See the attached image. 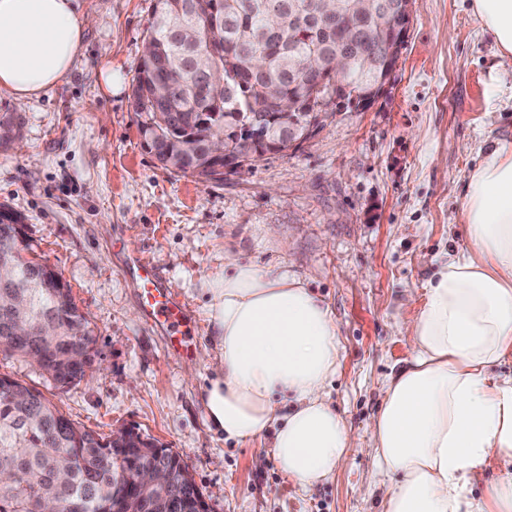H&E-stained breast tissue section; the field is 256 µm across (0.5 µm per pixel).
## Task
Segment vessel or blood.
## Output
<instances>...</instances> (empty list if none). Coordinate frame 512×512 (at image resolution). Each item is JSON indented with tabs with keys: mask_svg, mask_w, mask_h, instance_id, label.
<instances>
[{
	"mask_svg": "<svg viewBox=\"0 0 512 512\" xmlns=\"http://www.w3.org/2000/svg\"><path fill=\"white\" fill-rule=\"evenodd\" d=\"M127 268L139 288V303L146 320L165 329L171 353L188 351L192 332L183 303L164 287L159 272L139 253H130Z\"/></svg>",
	"mask_w": 512,
	"mask_h": 512,
	"instance_id": "b4317fda",
	"label": "vessel or blood"
}]
</instances>
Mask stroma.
<instances>
[{"label":"stroma","instance_id":"35a3bbf8","mask_svg":"<svg viewBox=\"0 0 512 512\" xmlns=\"http://www.w3.org/2000/svg\"><path fill=\"white\" fill-rule=\"evenodd\" d=\"M153 3L83 0L95 22L67 79L25 104L0 97L15 134L0 146V206L24 216L28 243L70 288L97 350L69 388L2 352L0 376L36 387L100 435L131 427L158 439L187 464L210 512H381L388 485L375 474L368 425L412 355V298L438 258L467 245L470 171L512 141V66L470 0H416L390 86L368 111L330 116L288 154L202 183L161 168L142 145L133 78ZM108 64L122 77L111 94L100 86ZM268 226L275 238H264ZM228 249L286 264L336 320L341 367L325 398L353 443L311 488L282 474L272 434L227 440L207 420L216 351L205 283ZM132 251L185 302L196 327L188 352L171 354L144 320L125 271Z\"/></svg>","mask_w":512,"mask_h":512}]
</instances>
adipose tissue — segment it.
<instances>
[{
	"label": "adipose tissue",
	"instance_id": "ef3b65f1",
	"mask_svg": "<svg viewBox=\"0 0 512 512\" xmlns=\"http://www.w3.org/2000/svg\"><path fill=\"white\" fill-rule=\"evenodd\" d=\"M472 10L512 62V0ZM93 15L79 0H0V96L25 103L62 83L83 51ZM466 250L439 262L406 323L413 353L386 384L370 425L381 512H512V475L469 496L475 471L512 458V142L468 178ZM217 356L205 389L207 420L225 437L273 435L288 479L307 489L348 455L349 430L325 400L340 367L336 321L287 265L259 266L232 251L208 282Z\"/></svg>",
	"mask_w": 512,
	"mask_h": 512
}]
</instances>
